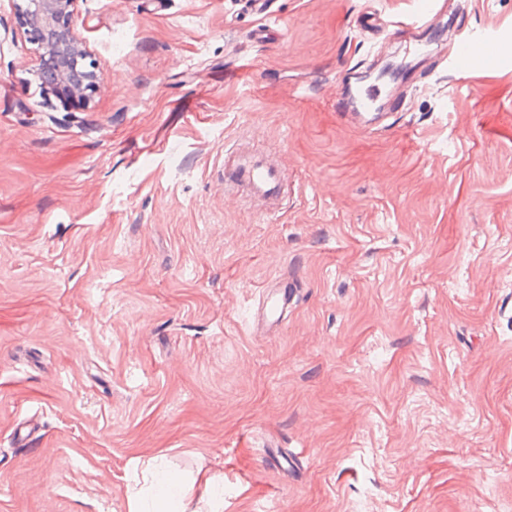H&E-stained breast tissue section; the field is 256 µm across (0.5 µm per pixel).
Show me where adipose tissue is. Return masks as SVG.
Wrapping results in <instances>:
<instances>
[{"label": "adipose tissue", "instance_id": "1", "mask_svg": "<svg viewBox=\"0 0 512 512\" xmlns=\"http://www.w3.org/2000/svg\"><path fill=\"white\" fill-rule=\"evenodd\" d=\"M144 484L133 496L129 512H141L145 503H153L157 512H223L224 498L215 478L202 482L201 490L184 484L175 472L163 473L154 462H147Z\"/></svg>", "mask_w": 512, "mask_h": 512}]
</instances>
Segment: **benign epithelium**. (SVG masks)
I'll return each mask as SVG.
<instances>
[{"label":"benign epithelium","instance_id":"obj_1","mask_svg":"<svg viewBox=\"0 0 512 512\" xmlns=\"http://www.w3.org/2000/svg\"><path fill=\"white\" fill-rule=\"evenodd\" d=\"M77 0H23L19 16L29 38L45 49L41 77L61 98L93 90L102 77L93 70L80 76L72 71L85 67L86 51L78 33Z\"/></svg>","mask_w":512,"mask_h":512}]
</instances>
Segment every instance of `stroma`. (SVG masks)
I'll return each instance as SVG.
<instances>
[{
	"mask_svg": "<svg viewBox=\"0 0 512 512\" xmlns=\"http://www.w3.org/2000/svg\"><path fill=\"white\" fill-rule=\"evenodd\" d=\"M0 0V512H129L141 461L224 512H512V0H78L81 105ZM278 25L281 40L251 29ZM389 117L340 86L381 62ZM271 150L278 212L224 192ZM288 315L258 325L268 289ZM433 12V3L430 0H419L416 3V8L408 18V22L403 23L404 27L401 32L404 33V40L407 42H417L419 39H415L412 36V30L415 29L419 24L425 22L430 14ZM500 31L484 28L464 35L453 54L452 63L460 74H468L489 59L497 57Z\"/></svg>",
	"mask_w": 512,
	"mask_h": 512,
	"instance_id": "stroma-1",
	"label": "stroma"
}]
</instances>
